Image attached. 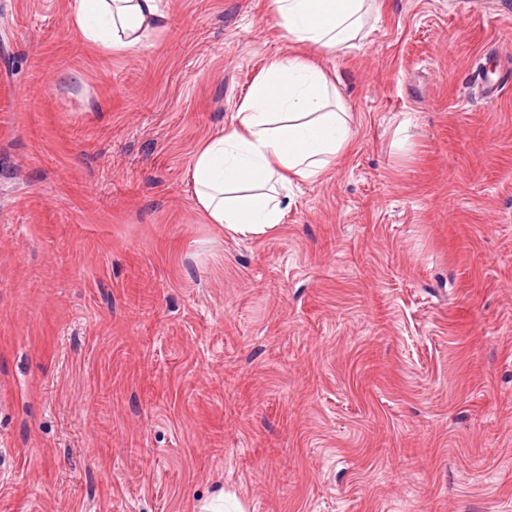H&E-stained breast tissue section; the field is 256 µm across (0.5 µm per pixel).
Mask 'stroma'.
<instances>
[{
  "mask_svg": "<svg viewBox=\"0 0 512 512\" xmlns=\"http://www.w3.org/2000/svg\"><path fill=\"white\" fill-rule=\"evenodd\" d=\"M167 4L99 56L0 0V512H512V0H378L317 59L352 145L255 238L188 169L312 51Z\"/></svg>",
  "mask_w": 512,
  "mask_h": 512,
  "instance_id": "obj_1",
  "label": "stroma"
}]
</instances>
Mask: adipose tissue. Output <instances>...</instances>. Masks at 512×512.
<instances>
[{"mask_svg":"<svg viewBox=\"0 0 512 512\" xmlns=\"http://www.w3.org/2000/svg\"><path fill=\"white\" fill-rule=\"evenodd\" d=\"M374 0H270L282 37L333 55L366 35ZM70 24L94 52L126 53L166 28L164 0H67ZM336 87L299 56L271 60L189 168L194 200L207 223L252 238L281 224L292 180L314 181L353 139L351 116L331 108Z\"/></svg>","mask_w":512,"mask_h":512,"instance_id":"1","label":"adipose tissue"}]
</instances>
